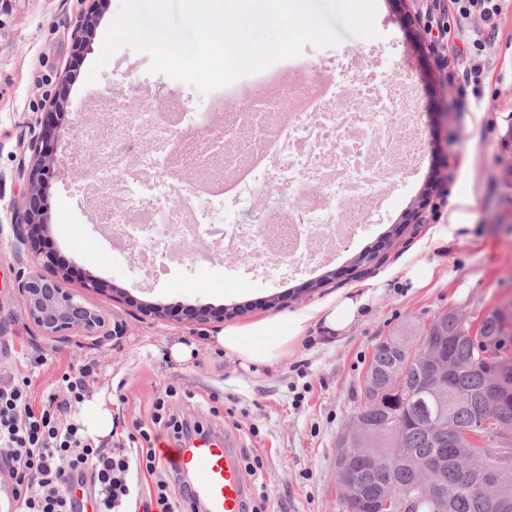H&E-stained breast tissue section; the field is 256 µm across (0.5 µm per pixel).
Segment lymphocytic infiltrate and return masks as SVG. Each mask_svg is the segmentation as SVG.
Instances as JSON below:
<instances>
[{
  "instance_id": "f902f5d3",
  "label": "lymphocytic infiltrate",
  "mask_w": 512,
  "mask_h": 512,
  "mask_svg": "<svg viewBox=\"0 0 512 512\" xmlns=\"http://www.w3.org/2000/svg\"><path fill=\"white\" fill-rule=\"evenodd\" d=\"M455 4L459 23L470 28L466 81L478 94L488 40L484 27L499 15V0ZM93 381L90 366L66 372L39 405L33 402L29 377L0 382V474L12 485L15 512H77L71 495L77 486L94 501L97 512H125L139 498L145 475L154 479L149 502L155 512H180L175 487L181 475L157 460L142 425H135L126 443L113 448L85 435L79 406Z\"/></svg>"
}]
</instances>
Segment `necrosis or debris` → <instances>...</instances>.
Returning <instances> with one entry per match:
<instances>
[{
  "mask_svg": "<svg viewBox=\"0 0 512 512\" xmlns=\"http://www.w3.org/2000/svg\"><path fill=\"white\" fill-rule=\"evenodd\" d=\"M301 71L286 95L257 85ZM406 79L350 55L341 64L291 59L272 71L218 89L221 112L198 111L177 93H115L106 121L88 119L78 166L89 194L118 205L96 211L104 235L138 254L151 274L165 272L179 239L237 255L304 257L312 241L343 240V214L370 215L396 175L416 170L424 151L414 115L399 112ZM260 155L265 166L234 191L207 194Z\"/></svg>",
  "mask_w": 512,
  "mask_h": 512,
  "instance_id": "1",
  "label": "necrosis or debris"
}]
</instances>
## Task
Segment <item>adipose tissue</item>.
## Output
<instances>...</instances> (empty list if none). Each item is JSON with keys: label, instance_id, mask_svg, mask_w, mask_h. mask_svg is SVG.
<instances>
[{"label": "adipose tissue", "instance_id": "adipose-tissue-1", "mask_svg": "<svg viewBox=\"0 0 512 512\" xmlns=\"http://www.w3.org/2000/svg\"><path fill=\"white\" fill-rule=\"evenodd\" d=\"M368 294H340L328 302L281 323L270 319L225 327L222 333L204 337L206 347L224 352L244 368L263 370L275 366L302 338L309 325H319L325 334L343 332L363 312Z\"/></svg>", "mask_w": 512, "mask_h": 512}]
</instances>
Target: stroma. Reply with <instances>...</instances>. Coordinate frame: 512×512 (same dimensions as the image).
Segmentation results:
<instances>
[{
    "label": "stroma",
    "mask_w": 512,
    "mask_h": 512,
    "mask_svg": "<svg viewBox=\"0 0 512 512\" xmlns=\"http://www.w3.org/2000/svg\"><path fill=\"white\" fill-rule=\"evenodd\" d=\"M500 5L496 35L484 51L489 65L478 101L459 77L457 53L464 44L457 31L435 49L423 28L433 19L453 20L451 0H378L379 38L347 33L332 47H304L303 58L313 62L356 52L365 62L384 64L390 75L408 72L412 93L403 109L417 113L426 141L417 173L386 189L387 202L370 223H353V235L330 263L290 267L258 258L248 273L219 253L204 263L185 260L153 279L137 256L93 222L97 208L114 204L113 195L82 196L85 171H58L44 190L45 252L53 268L70 272L69 286L82 292L87 307L126 327L122 338L96 343L79 332L63 342L41 336L28 320L15 290L18 266L11 248L10 212L26 192L17 171L31 159L28 142L35 131L51 127L52 156L62 162L84 147L82 114L93 110L105 118L103 104L115 87L139 83L163 95L174 81L148 74L149 55L123 49L95 84H87L120 0H105L78 55L72 43L87 0H0V356L11 361L6 375L25 368V355L42 357L31 375L38 401L68 368L96 364L97 380L81 406L91 436L112 445L139 422L154 447L174 445L172 431L152 421L161 399L178 420L226 436L234 454L261 456L262 469L244 481L253 498L266 499L267 512H348L334 461L353 394L377 344L448 309L481 318L512 299V0ZM408 12L419 14L421 25H407ZM57 97L64 100L59 115L50 107ZM423 196L428 206L421 209ZM415 209L422 223H408ZM441 226L448 230L442 247L432 242ZM371 248L372 262L353 265L357 254ZM420 261L434 275L426 287L414 288L404 275ZM88 278L102 281L105 291L83 292ZM353 288L372 293L358 320L332 338L309 327L301 345L262 374L201 345L202 337L227 326L285 321ZM142 303L207 307L215 316L205 324L158 319L142 315ZM221 309L228 312L222 319L216 316ZM177 343L191 347L192 355H175ZM100 397L108 402L103 414L93 407Z\"/></svg>",
    "instance_id": "stroma-1"
}]
</instances>
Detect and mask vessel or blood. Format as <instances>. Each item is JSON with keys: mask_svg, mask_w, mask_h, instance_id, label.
<instances>
[{"mask_svg": "<svg viewBox=\"0 0 512 512\" xmlns=\"http://www.w3.org/2000/svg\"><path fill=\"white\" fill-rule=\"evenodd\" d=\"M169 464L195 481L194 496L207 512H242L246 489L238 459L222 439L200 436L173 450Z\"/></svg>", "mask_w": 512, "mask_h": 512, "instance_id": "obj_1", "label": "vessel or blood"}]
</instances>
